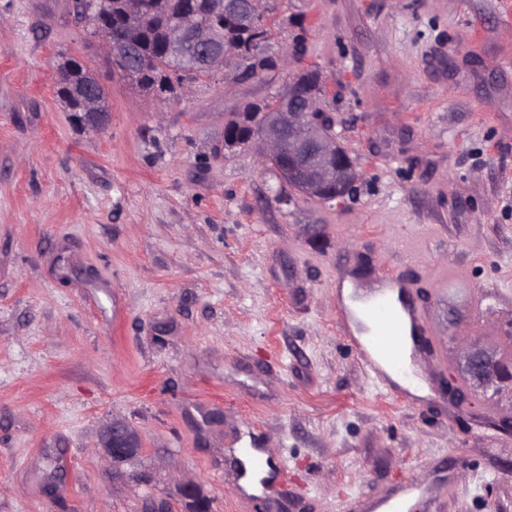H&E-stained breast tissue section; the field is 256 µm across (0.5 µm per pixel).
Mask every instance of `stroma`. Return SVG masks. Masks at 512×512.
I'll list each match as a JSON object with an SVG mask.
<instances>
[{
	"label": "stroma",
	"mask_w": 512,
	"mask_h": 512,
	"mask_svg": "<svg viewBox=\"0 0 512 512\" xmlns=\"http://www.w3.org/2000/svg\"><path fill=\"white\" fill-rule=\"evenodd\" d=\"M503 0H275L273 48L305 54L362 173L322 203L291 194L224 120L288 71L192 97L134 89L70 0H0V512H351L417 477L408 512H512V401L449 406L462 339L512 322V16ZM104 88L105 129L55 97L63 57ZM485 287L483 315L428 304L445 358L413 362L437 398L381 392L336 320L338 283L386 267ZM122 419L141 453L113 473ZM287 483L226 478L230 446ZM141 445L140 435L119 419L112 420L103 435L104 458L112 468L138 456ZM244 460L236 456L235 464L240 478H244L248 471V478L244 483L246 489L250 492H258L261 489L259 479L267 475L263 472L266 468L272 469V457L261 448H245L243 451ZM263 472V473H260Z\"/></svg>",
	"instance_id": "1"
}]
</instances>
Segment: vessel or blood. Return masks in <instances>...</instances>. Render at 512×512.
Wrapping results in <instances>:
<instances>
[{
  "label": "vessel or blood",
  "mask_w": 512,
  "mask_h": 512,
  "mask_svg": "<svg viewBox=\"0 0 512 512\" xmlns=\"http://www.w3.org/2000/svg\"><path fill=\"white\" fill-rule=\"evenodd\" d=\"M435 279L441 290L466 292L471 311L481 312L486 290L474 286L464 271L454 265L440 269ZM415 282L403 275L381 274L368 288L353 287L348 297L337 300L340 329L354 344L360 363L370 378L391 393L404 392L396 376L405 367V355L416 352L417 337L429 336L433 328L425 314L413 304L395 306L393 296L411 292ZM273 464L261 448H247L236 462L239 476L260 473Z\"/></svg>",
  "instance_id": "1"
}]
</instances>
